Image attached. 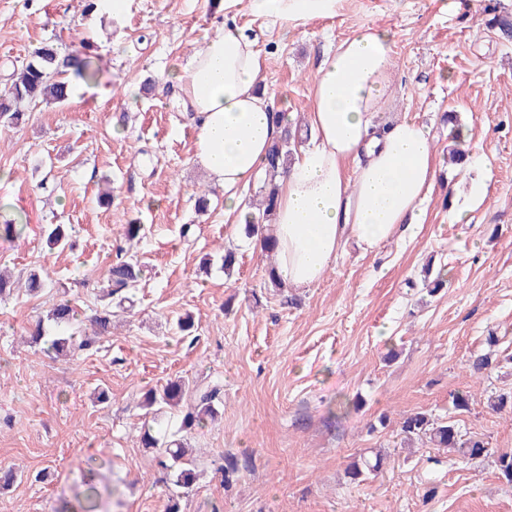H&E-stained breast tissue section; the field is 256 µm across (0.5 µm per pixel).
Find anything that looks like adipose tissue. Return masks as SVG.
I'll return each mask as SVG.
<instances>
[{"mask_svg": "<svg viewBox=\"0 0 512 512\" xmlns=\"http://www.w3.org/2000/svg\"><path fill=\"white\" fill-rule=\"evenodd\" d=\"M281 30L334 12L336 0H224ZM261 61L234 27L209 39L188 63L181 105L197 125L196 158L224 190V212L247 223L241 190L264 169L292 113L275 119L258 86ZM395 67L387 30L364 27L320 59L312 87L309 140L278 181L274 236L277 273L290 288L318 283L348 247L369 251L401 225L424 221L437 150L414 118L377 119Z\"/></svg>", "mask_w": 512, "mask_h": 512, "instance_id": "obj_1", "label": "adipose tissue"}]
</instances>
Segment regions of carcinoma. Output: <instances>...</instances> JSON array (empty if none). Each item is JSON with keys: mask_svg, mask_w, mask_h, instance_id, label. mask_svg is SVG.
<instances>
[{"mask_svg": "<svg viewBox=\"0 0 512 512\" xmlns=\"http://www.w3.org/2000/svg\"><path fill=\"white\" fill-rule=\"evenodd\" d=\"M69 90L64 71L59 64L57 48L46 43L34 50L26 64L13 70L5 93H0V121L6 125L16 126L23 121L24 112L20 104L25 101L52 99L58 103L68 100ZM295 136L290 129H285L283 136L269 150L267 168L263 184V195L256 204V223L245 225L248 236L255 230H265L271 226L277 206L276 177L286 168L292 155ZM47 244L50 248H64L68 244L66 227L63 224H51L47 228ZM142 267L132 256H124L111 264L102 290L106 298L123 290L135 288L141 278ZM48 286L47 280L36 270L26 276L25 291L37 294ZM77 311L68 300L60 301L47 315V320L38 322L29 329L31 342L46 346V350L57 357H68L76 351L89 348L98 336L110 334L114 312L109 306L97 311L92 322L96 331L92 336H74L72 334H52L45 327V322L61 327L69 326L76 320ZM493 360L490 353H479L472 356L468 369L473 375H482L492 369ZM220 393L218 386L204 390L191 386L185 378L167 380L159 390H150L145 394L140 407L150 410L156 405H184L181 411L180 430L189 432L204 424L207 420L217 417L216 401ZM400 431L407 439L425 440L436 448H448L455 451L459 458L469 462L480 459L488 454V442L478 438H466L461 434L456 422L452 419L434 420L425 413L415 412L407 415L400 422ZM189 449L166 445L163 454L158 458V465L173 472L175 483L190 487L198 479V474L186 456ZM384 458L376 454L372 458H363L352 462L347 468L348 477L358 480L370 473H378L383 469Z\"/></svg>", "mask_w": 512, "mask_h": 512, "instance_id": "1", "label": "carcinoma"}]
</instances>
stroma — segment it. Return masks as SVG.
<instances>
[{"label":"stroma","mask_w":512,"mask_h":512,"mask_svg":"<svg viewBox=\"0 0 512 512\" xmlns=\"http://www.w3.org/2000/svg\"><path fill=\"white\" fill-rule=\"evenodd\" d=\"M505 13L512 0H336L331 16L286 34L225 12L224 0H128L117 19L88 0H0V86L44 42L100 71L92 84L68 71L79 98L22 103L25 122L0 125V225L18 214L28 222L21 237L0 234V267L50 282L39 296L0 299V469L20 472L0 488V512H73L87 480L96 512H163L171 499L180 512H512L496 466L512 448V410L489 404L512 391V37L486 24ZM228 24L255 42L260 83L301 127L322 55L361 27L389 30L396 66L380 117L417 118L441 154L424 223L341 256L317 285H272L271 258L225 216L166 82ZM448 112L489 169L448 164ZM134 220L142 236L129 242ZM49 224L74 225L73 248H49ZM227 246L239 253L229 277ZM119 249L145 272L96 352L58 359L29 344V328L59 300L86 316L101 307L98 285ZM429 262L448 279L434 295L422 287ZM188 314L186 338L177 322ZM490 348L498 366L473 376L470 357ZM177 376L222 387L218 419L182 436L177 410L139 407ZM103 390L108 402L96 403ZM458 391L471 392L470 411L454 412ZM414 412L455 416L488 456L465 465L425 442L404 445L399 421ZM147 428L184 437L195 484L177 486L157 449L141 446ZM373 448L389 454L383 472L347 481V465ZM228 456L240 463L229 487Z\"/></svg>","instance_id":"obj_1"}]
</instances>
